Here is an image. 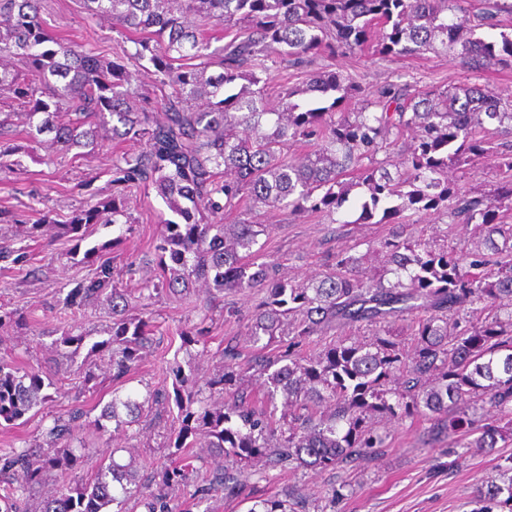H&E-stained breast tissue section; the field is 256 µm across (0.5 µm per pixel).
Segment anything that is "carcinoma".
Masks as SVG:
<instances>
[{"instance_id":"cac0c4a2","label":"carcinoma","mask_w":512,"mask_h":512,"mask_svg":"<svg viewBox=\"0 0 512 512\" xmlns=\"http://www.w3.org/2000/svg\"><path fill=\"white\" fill-rule=\"evenodd\" d=\"M92 18L103 19L131 39L126 60L108 61L95 52L51 36L41 17L42 0H0V91L22 108L30 130L52 133L57 157L75 147L101 146L112 139L143 143L137 153L112 160V194L76 213L63 233L85 239L88 224L132 223L124 196L132 187L156 189L173 214L154 246L158 273L138 281L139 295L112 285V263L102 261L92 277L66 292L62 309L76 313L85 302L110 291L109 338L92 350L106 352L112 378L124 377L152 345L149 321L130 311L154 293L201 286L203 310L224 292L255 295L245 342L224 346V372L191 385L180 398L181 423L174 448L199 445L215 457L269 460L297 468L327 469L364 460L383 439L367 425L373 412L421 416L434 437L448 446L496 451L500 427L477 426L469 411L487 403L512 421V224L497 222V203L476 197L448 177V166L490 152L487 134L506 138L495 151L499 166L512 171V97L495 96L477 84L419 90L389 83L348 108L351 86L336 70V57L362 47L377 29L380 51L390 57L452 53L471 74L512 70V31L500 16L512 0H80ZM224 26L229 40L212 45L205 31ZM499 30L500 40L475 36ZM325 65L312 69L317 60ZM286 64L306 74L305 85L284 87L272 103L266 96L272 68ZM144 73L168 92L150 104L132 92ZM308 94L320 106L302 109ZM413 134L404 169L391 174L378 155ZM313 149L288 153L297 141ZM28 146L9 118L0 119V172L23 168ZM359 172L369 194L354 223L381 214L393 224L386 275L365 281L361 257L341 253L329 271L292 283L276 259L258 261L253 246L266 225L225 216L248 201L250 208L319 213L332 224L347 201L341 182ZM435 209L465 233L483 239L457 251H435L428 243L402 238L398 219L406 211ZM0 223L23 224L29 237L51 226L47 213L32 224L12 212ZM0 262L30 263L24 247L0 238ZM492 308L491 320L460 328L461 307ZM416 315L418 349L403 355L387 336L389 325ZM366 324L365 343L333 342L303 356L301 347L333 327ZM73 324L55 347L80 348L86 333ZM208 333L206 319L180 331L181 347ZM258 367L251 388L237 387L230 403L214 399ZM391 383L401 384L392 389ZM34 370L0 362V420L14 422L54 396L43 392ZM395 398L389 402V398ZM166 395L115 392L94 420L98 437L115 429L160 418ZM87 412L80 405L53 417L47 447L22 446L0 455V512H125L133 499L145 512H180L173 492L193 479L186 459L163 473L153 489L138 469L114 457L101 461L87 482L63 484L37 506L28 507L30 488L50 469L68 470L85 457L82 437ZM241 471L220 466L197 490L200 506L214 493L236 497ZM475 512H512V459L499 469V483L478 490ZM248 512H306L292 493L261 498Z\"/></svg>"}]
</instances>
